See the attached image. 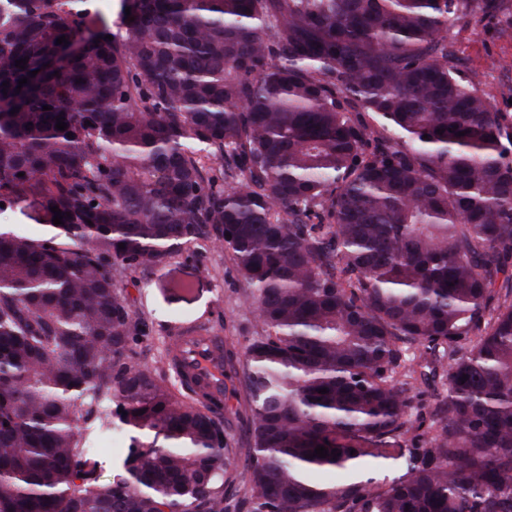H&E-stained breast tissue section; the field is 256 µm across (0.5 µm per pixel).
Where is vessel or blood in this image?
<instances>
[{"instance_id":"vessel-or-blood-1","label":"vessel or blood","mask_w":512,"mask_h":512,"mask_svg":"<svg viewBox=\"0 0 512 512\" xmlns=\"http://www.w3.org/2000/svg\"><path fill=\"white\" fill-rule=\"evenodd\" d=\"M175 350L184 368L196 376L206 391L213 394L222 391L223 337L191 333L179 338Z\"/></svg>"}]
</instances>
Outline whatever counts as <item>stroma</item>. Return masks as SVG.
I'll return each mask as SVG.
<instances>
[{"label": "stroma", "mask_w": 512, "mask_h": 512, "mask_svg": "<svg viewBox=\"0 0 512 512\" xmlns=\"http://www.w3.org/2000/svg\"><path fill=\"white\" fill-rule=\"evenodd\" d=\"M467 79L498 111L512 116V17L457 21L450 29ZM127 293L141 332L136 359L156 370L174 394L182 389L167 366L177 336L189 331L224 338V430L232 447L248 446L250 411L236 374L259 321L246 284L231 255L199 239L164 264L129 272Z\"/></svg>", "instance_id": "1"}]
</instances>
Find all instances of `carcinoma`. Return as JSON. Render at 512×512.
I'll use <instances>...</instances> for the list:
<instances>
[{
	"mask_svg": "<svg viewBox=\"0 0 512 512\" xmlns=\"http://www.w3.org/2000/svg\"><path fill=\"white\" fill-rule=\"evenodd\" d=\"M80 2L0 8V211L63 215L0 227V512H512V119L448 36L512 0H121L113 34ZM201 237L260 312L239 500L221 405L127 355V271ZM42 223L39 210L29 201L0 213V224L30 235L42 236L52 231L50 226ZM418 389L410 392L412 398L411 413L415 418L416 413L420 412L423 417V426L419 432L427 430L432 422L437 419L434 416L433 410L436 404L446 395L447 386L442 382H438L434 387H427L424 385H416ZM421 391V392H420ZM121 433L122 440L119 448H110V436L112 433L104 435L100 438V460L103 461V478H111L113 473H118L119 470L115 465V458L127 447L129 434L121 429H116ZM405 473V465L402 461L379 462L364 470V477L372 478L377 483H390L398 480Z\"/></svg>",
	"mask_w": 512,
	"mask_h": 512,
	"instance_id": "1",
	"label": "carcinoma"
}]
</instances>
